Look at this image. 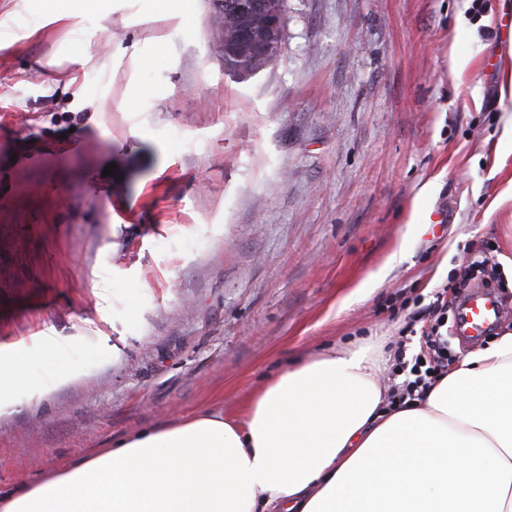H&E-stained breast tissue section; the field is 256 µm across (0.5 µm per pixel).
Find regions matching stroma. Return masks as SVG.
<instances>
[{
    "label": "stroma",
    "mask_w": 512,
    "mask_h": 512,
    "mask_svg": "<svg viewBox=\"0 0 512 512\" xmlns=\"http://www.w3.org/2000/svg\"><path fill=\"white\" fill-rule=\"evenodd\" d=\"M482 3L288 0L240 81L209 0H127L75 43L0 0V355L26 356L1 493L334 345L414 360L431 324L400 331L455 310L466 255L512 304V0ZM71 46L110 75L66 85Z\"/></svg>",
    "instance_id": "obj_1"
}]
</instances>
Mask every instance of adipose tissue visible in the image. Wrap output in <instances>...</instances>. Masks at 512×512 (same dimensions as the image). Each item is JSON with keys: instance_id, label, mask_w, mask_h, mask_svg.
<instances>
[{"instance_id": "obj_1", "label": "adipose tissue", "mask_w": 512, "mask_h": 512, "mask_svg": "<svg viewBox=\"0 0 512 512\" xmlns=\"http://www.w3.org/2000/svg\"><path fill=\"white\" fill-rule=\"evenodd\" d=\"M123 0L50 15L64 34ZM370 346L291 364L244 414L199 413L117 440L0 512H512V332L468 351L424 400L387 407Z\"/></svg>"}]
</instances>
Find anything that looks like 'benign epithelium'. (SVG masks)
Here are the masks:
<instances>
[{"instance_id":"7a95c632","label":"benign epithelium","mask_w":512,"mask_h":512,"mask_svg":"<svg viewBox=\"0 0 512 512\" xmlns=\"http://www.w3.org/2000/svg\"><path fill=\"white\" fill-rule=\"evenodd\" d=\"M237 23L218 42L224 59L235 66L232 76L247 80L271 65L283 45L285 12L282 0H233L230 5Z\"/></svg>"}]
</instances>
